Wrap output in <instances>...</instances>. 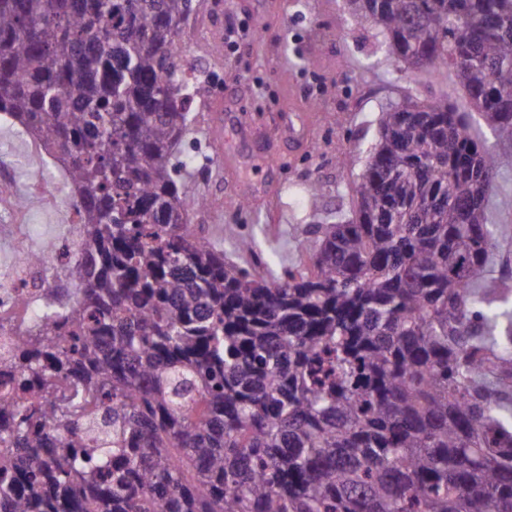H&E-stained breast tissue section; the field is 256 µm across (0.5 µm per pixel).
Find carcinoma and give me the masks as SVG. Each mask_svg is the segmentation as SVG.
<instances>
[{
    "mask_svg": "<svg viewBox=\"0 0 512 512\" xmlns=\"http://www.w3.org/2000/svg\"><path fill=\"white\" fill-rule=\"evenodd\" d=\"M512 135V0H350ZM194 0H0V112L80 222L0 395V512H512V294L483 283L501 158L439 99L381 112L355 217L273 282L189 230Z\"/></svg>",
    "mask_w": 512,
    "mask_h": 512,
    "instance_id": "1",
    "label": "carcinoma"
}]
</instances>
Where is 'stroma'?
Masks as SVG:
<instances>
[{
  "label": "stroma",
  "instance_id": "obj_1",
  "mask_svg": "<svg viewBox=\"0 0 512 512\" xmlns=\"http://www.w3.org/2000/svg\"><path fill=\"white\" fill-rule=\"evenodd\" d=\"M177 42L182 58L200 62L214 80L195 98L190 129L176 161L189 196L210 204L209 222L192 225L226 261L268 279L288 269L308 271L314 224L351 219L354 186L378 137L382 110L406 100L427 105L447 98L471 123L475 137L503 164L489 187L496 224L505 229L494 248L488 288L512 282V140L489 127L464 94L453 70H416L395 61L380 36L346 0H198ZM246 19L254 37L226 47L228 22ZM225 48L213 52L214 45ZM221 123L212 138L213 123ZM28 134L0 112V164L13 167L18 188L40 179L61 201L72 198L62 166L32 155ZM353 165L341 166L345 156ZM317 207L306 205L311 186ZM22 221L33 249L70 232L58 213L26 206ZM254 250L237 249L241 239Z\"/></svg>",
  "mask_w": 512,
  "mask_h": 512
}]
</instances>
